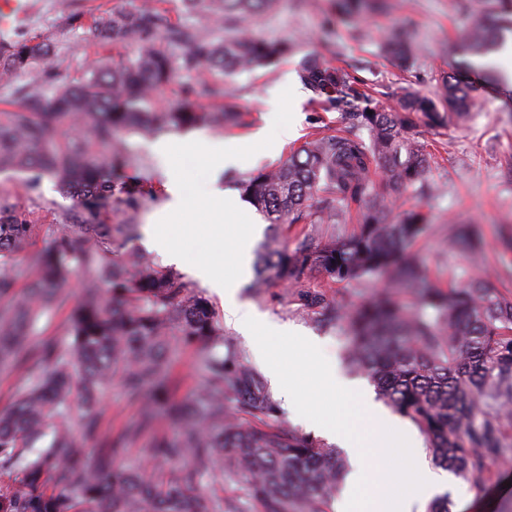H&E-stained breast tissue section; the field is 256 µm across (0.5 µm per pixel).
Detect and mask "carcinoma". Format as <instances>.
Listing matches in <instances>:
<instances>
[{
  "label": "carcinoma",
  "instance_id": "1",
  "mask_svg": "<svg viewBox=\"0 0 512 512\" xmlns=\"http://www.w3.org/2000/svg\"><path fill=\"white\" fill-rule=\"evenodd\" d=\"M277 0H182L185 19L142 0L88 17L67 4L62 23L86 41L109 40L129 55L97 62L69 78L54 46L32 38H0V172L54 177L73 200L50 246L27 251L33 224L24 211L0 203V369L19 371L26 388L0 412V512H247L240 502L206 495L205 481L226 474L241 483L255 512H333L347 462L342 452L285 428L260 374L242 363L214 318L208 299L176 269L148 254L126 250L109 259L113 244L139 237L141 203L127 186L132 157L128 133L207 126L224 132L250 124L224 76L254 71L293 51L286 39L253 33V23ZM346 12L384 13L388 0H337ZM467 23L464 51L481 58L497 35L512 29V0H458ZM204 14L211 29L191 30ZM393 56L415 48L404 29L387 36ZM469 63L441 76L437 98L410 94L396 110L372 106V95L349 71L308 58L298 69L318 99L336 107L357 131L321 128L279 165L239 180L244 200L271 228L284 224H351L311 248L290 251L268 235L255 253L253 288L302 283L314 272L328 283L368 284L372 292L341 311L323 294H300L301 310L319 309L321 321L349 325L347 358L374 384L380 400L425 436L431 460L465 481L482 479L512 453V262L487 261L475 224L448 228L451 252L468 257L466 279L431 283L413 245L427 217H396L372 174L390 192L431 197L425 179L431 154L418 128L464 119L474 104ZM177 74L179 101L154 99ZM125 218L110 224V202ZM24 256L34 280L18 291L8 268ZM84 278L82 300L67 319V343L44 337L29 350L26 338L42 317L67 300L65 286ZM197 343H218L224 354L204 360L205 379L189 397L171 398L170 359ZM120 378L127 397L143 402L139 422L117 435L104 427L101 398ZM180 424L175 438H154L151 455L183 461L163 479L119 464L158 412ZM49 438L45 447L37 446Z\"/></svg>",
  "mask_w": 512,
  "mask_h": 512
}]
</instances>
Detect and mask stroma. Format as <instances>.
<instances>
[{"label": "stroma", "mask_w": 512, "mask_h": 512, "mask_svg": "<svg viewBox=\"0 0 512 512\" xmlns=\"http://www.w3.org/2000/svg\"><path fill=\"white\" fill-rule=\"evenodd\" d=\"M394 11L364 18H337L332 27L323 21L331 11V0H280L276 10L267 14L256 28L264 38H287L295 48L288 57L253 72L227 76V83L239 88L238 103L249 112L250 125L242 131L220 135L210 128L200 127L175 133L163 132L149 138L127 134L136 167L134 177L143 195L140 221L150 226L153 217L165 204L166 185L173 173H181L193 207L173 218L177 224H192L197 228L198 250L188 251L189 259L197 251H210L208 220L199 208L211 188H220L226 196L239 198L236 177L272 167L283 161L290 150L299 148L314 127L342 129L340 112L320 102L305 89L297 70L309 56L321 59L332 67L352 68L356 77L373 84L377 89L375 101L387 110L399 108L403 97L410 92L437 96L440 78L455 59V52L466 37L456 0H394ZM410 30L421 49L418 53L396 60L383 50L382 33L395 27ZM25 35L44 40L60 49L67 73L78 75L93 61L110 63L125 55L126 50L109 43L83 41L65 29L60 20V0H0V36L10 38ZM494 65L503 77L501 86L478 88V107L470 117L452 127L422 129L421 140L435 155L427 177L442 184L443 195L420 199L410 194L396 201L397 212L416 207L429 212L431 224L414 249L423 261L431 278H447L449 273L463 274L467 260L460 255L445 254L441 242L448 233L449 222L479 224L489 260L512 259V252L500 243L502 222L512 223V181L505 180L496 167L499 160L512 157V39L495 59ZM278 99L282 120L291 122L293 138L281 140L280 129L268 126L270 99ZM265 131L264 140H256L258 131ZM188 141L216 142L220 138L243 146L241 162L224 170L212 166L202 157H195L193 166H186L185 156L160 154L156 142L172 138ZM0 200L26 211L34 225L30 250L45 247L61 230L71 199L50 177L38 186H29L25 174H0ZM247 283L240 298L258 314L323 340V358L345 365L349 329L346 323L324 325L311 315L302 314L298 290L280 284L272 285L262 294H254L248 282L253 272H246ZM207 346L187 347L171 366L176 398L188 396L194 386L204 380V357ZM108 427L121 432L137 421L140 403L129 400L120 382L100 404ZM467 512H512V459L501 462L491 481L471 483Z\"/></svg>", "instance_id": "1"}]
</instances>
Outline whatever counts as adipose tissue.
Instances as JSON below:
<instances>
[{
  "mask_svg": "<svg viewBox=\"0 0 512 512\" xmlns=\"http://www.w3.org/2000/svg\"><path fill=\"white\" fill-rule=\"evenodd\" d=\"M211 232L224 242V260L235 274L219 278L213 263L199 262V276L224 298L229 313L240 314L241 327L256 358L268 362L278 383L309 374L314 379L304 417L310 427L337 440L347 452L351 471L335 503V512H386L396 503L397 512H413L414 506L448 495L451 512H462L468 498L450 474L437 472L421 461V449L397 419L377 405L360 384L342 377L336 366L320 357L316 338L289 334L287 327L257 314H241L236 300L238 277L250 252L249 236L229 239L226 220L246 222L248 215L238 205L225 202L223 193L205 201Z\"/></svg>",
  "mask_w": 512,
  "mask_h": 512,
  "instance_id": "adipose-tissue-1",
  "label": "adipose tissue"
}]
</instances>
